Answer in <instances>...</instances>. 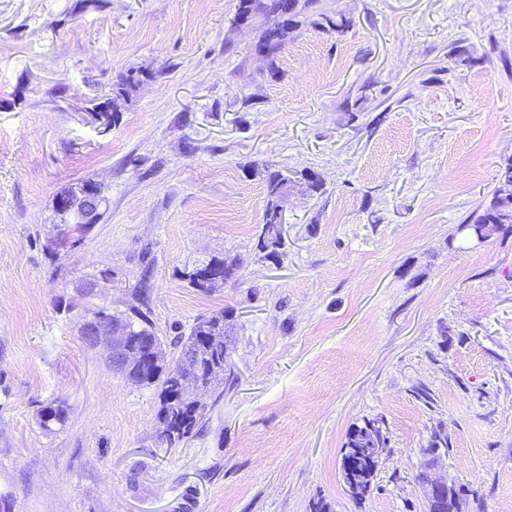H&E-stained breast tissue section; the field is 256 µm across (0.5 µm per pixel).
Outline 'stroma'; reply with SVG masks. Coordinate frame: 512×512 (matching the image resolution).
Returning a JSON list of instances; mask_svg holds the SVG:
<instances>
[{
  "label": "stroma",
  "mask_w": 512,
  "mask_h": 512,
  "mask_svg": "<svg viewBox=\"0 0 512 512\" xmlns=\"http://www.w3.org/2000/svg\"><path fill=\"white\" fill-rule=\"evenodd\" d=\"M237 7L0 0V512H426V475L512 512V233L458 231L512 161V0H315L269 57ZM274 171L276 262L254 245ZM89 178L108 210L79 236L53 202ZM213 256L236 280L202 294L184 274ZM97 308L167 345L228 315L198 436L160 445L155 388L82 339ZM365 419L388 442L358 502L341 448ZM143 76L137 73V70H128L125 74H122L116 82L112 84V104L106 107L96 106L95 111L92 113L95 121L98 122L99 127L103 129V121L110 115L111 112V126L114 122V113L120 112L119 102L126 101L130 96V93L143 81ZM113 106V109H112Z\"/></svg>",
  "instance_id": "obj_1"
}]
</instances>
